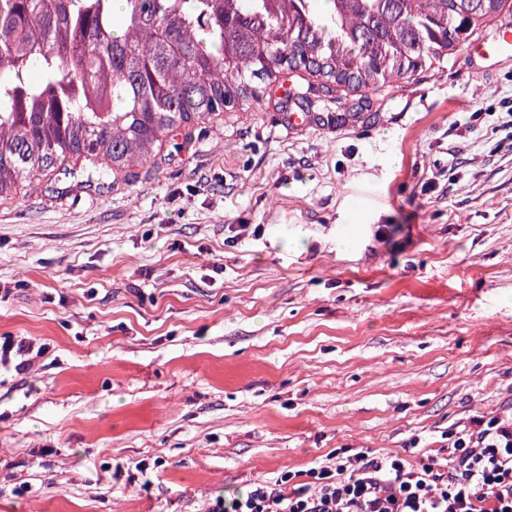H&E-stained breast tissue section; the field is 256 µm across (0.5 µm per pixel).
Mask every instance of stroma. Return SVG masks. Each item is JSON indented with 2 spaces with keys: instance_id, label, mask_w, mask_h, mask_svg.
Here are the masks:
<instances>
[{
  "instance_id": "obj_1",
  "label": "stroma",
  "mask_w": 512,
  "mask_h": 512,
  "mask_svg": "<svg viewBox=\"0 0 512 512\" xmlns=\"http://www.w3.org/2000/svg\"><path fill=\"white\" fill-rule=\"evenodd\" d=\"M309 80L0 201V336L49 347L0 372V512H206L512 402V56L289 129Z\"/></svg>"
}]
</instances>
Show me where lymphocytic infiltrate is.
I'll return each instance as SVG.
<instances>
[{"label":"lymphocytic infiltrate","instance_id":"1","mask_svg":"<svg viewBox=\"0 0 512 512\" xmlns=\"http://www.w3.org/2000/svg\"><path fill=\"white\" fill-rule=\"evenodd\" d=\"M47 351L0 336V367L27 370ZM413 453L418 460L409 464L362 451L311 467L302 483L285 475L216 498L207 512H512V412L473 417L437 453Z\"/></svg>","mask_w":512,"mask_h":512}]
</instances>
